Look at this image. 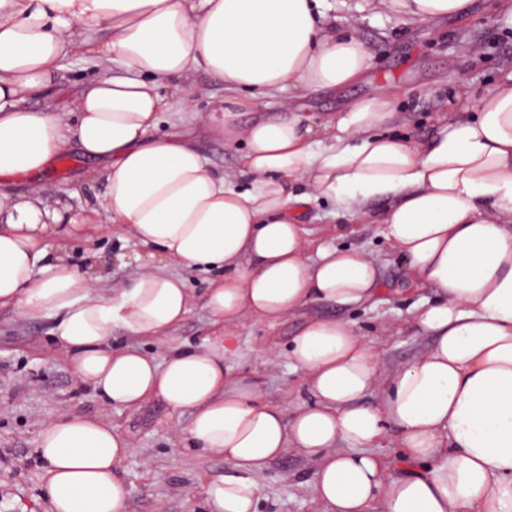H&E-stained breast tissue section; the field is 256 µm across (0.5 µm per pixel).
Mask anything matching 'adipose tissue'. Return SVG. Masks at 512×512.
I'll return each mask as SVG.
<instances>
[{"label":"adipose tissue","instance_id":"1","mask_svg":"<svg viewBox=\"0 0 512 512\" xmlns=\"http://www.w3.org/2000/svg\"><path fill=\"white\" fill-rule=\"evenodd\" d=\"M406 23L469 12L472 0H366ZM328 0H0V308L53 320V342L104 404L159 399L189 412L187 449L230 474L204 489L209 512H260L258 475L286 452L315 460L323 512H512V73L472 111L440 114L420 142L387 133L394 87L318 120L309 92L363 79L361 40L330 24ZM105 67L53 104L66 58ZM224 84L208 114L184 85L198 70ZM279 113L264 117L271 98ZM45 105L33 110L28 100ZM258 111L242 126L239 108ZM170 113L160 131L162 113ZM205 128L244 143L220 172L198 150ZM96 160L105 192L87 208L51 198L52 163ZM23 192H16L19 180ZM330 200L340 217L379 224L414 287L437 297L414 322L432 345L387 373L349 322L313 316L285 349L309 401L266 402L230 358L243 318L273 326L309 302L375 304L380 266L358 248L312 243L303 215ZM130 227L161 259L213 273L205 306L218 337L157 360L113 349L115 331L166 341L189 312L184 279L147 267L102 288L52 238L94 244ZM375 404H365L368 394ZM396 436L402 464L376 449ZM129 439L73 414L40 432L48 512H127Z\"/></svg>","mask_w":512,"mask_h":512}]
</instances>
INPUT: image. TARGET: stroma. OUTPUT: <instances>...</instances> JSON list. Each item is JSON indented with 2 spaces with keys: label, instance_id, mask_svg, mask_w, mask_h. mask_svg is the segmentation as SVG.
<instances>
[{
  "label": "stroma",
  "instance_id": "obj_1",
  "mask_svg": "<svg viewBox=\"0 0 512 512\" xmlns=\"http://www.w3.org/2000/svg\"><path fill=\"white\" fill-rule=\"evenodd\" d=\"M356 5L357 0H337L335 15L355 17L356 33L370 55L371 81H387L399 90L394 106L400 121L392 125L393 133L424 138L437 108L457 112L475 107L502 75L512 72V16L499 10L496 0H474L465 19L436 25H405L392 13H360ZM471 42L482 47L480 57L468 54ZM335 210V204L322 200L306 211L304 222L315 242L360 248L377 258L385 289L373 306L343 310L328 302L313 303L272 327L243 320L231 362L261 379L265 401L308 396L304 373L293 369L284 355L308 313L347 320L388 371L407 365L432 343L417 330L413 311L434 300V290L408 288L405 267L393 255L380 225H349L335 217ZM69 259L81 271L97 264L118 285L131 281L151 256L130 232L115 230L98 234L92 248L72 245ZM164 270L187 279L191 303L185 320L169 341L135 339L118 331L110 341L112 348L134 343L161 359L169 347L202 348L209 343L213 329L203 303L207 274H187L171 264ZM52 326L48 317L30 320L0 310V512H47L35 448L42 427L69 414L101 417L129 438L133 452L122 465L131 490L127 512H205L203 488L228 473V465L187 450L179 437L186 417L161 401L126 409L106 406L68 370L51 340ZM311 471L310 460L289 452L259 475L262 512H319L307 484Z\"/></svg>",
  "mask_w": 512,
  "mask_h": 512
}]
</instances>
